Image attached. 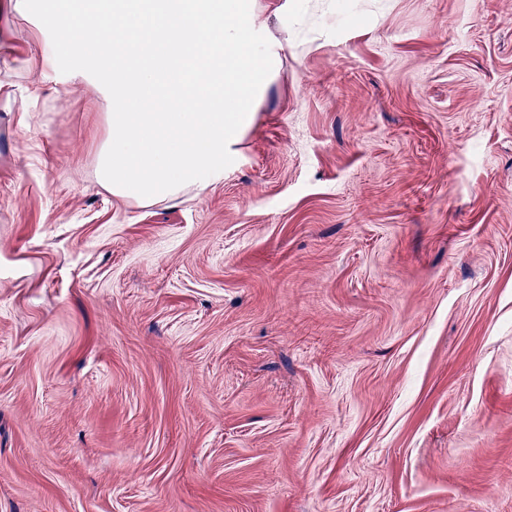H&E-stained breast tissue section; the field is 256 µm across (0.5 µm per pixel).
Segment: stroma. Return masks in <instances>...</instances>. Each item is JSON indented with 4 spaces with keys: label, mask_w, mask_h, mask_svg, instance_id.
I'll return each instance as SVG.
<instances>
[{
    "label": "stroma",
    "mask_w": 512,
    "mask_h": 512,
    "mask_svg": "<svg viewBox=\"0 0 512 512\" xmlns=\"http://www.w3.org/2000/svg\"><path fill=\"white\" fill-rule=\"evenodd\" d=\"M202 194L0 22V512H512V0H345Z\"/></svg>",
    "instance_id": "stroma-1"
}]
</instances>
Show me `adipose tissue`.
I'll list each match as a JSON object with an SVG mask.
<instances>
[{"label": "adipose tissue", "mask_w": 512, "mask_h": 512, "mask_svg": "<svg viewBox=\"0 0 512 512\" xmlns=\"http://www.w3.org/2000/svg\"><path fill=\"white\" fill-rule=\"evenodd\" d=\"M12 0L36 11L56 39L46 63H66L104 97L112 137L98 182L144 205L201 193L242 161L239 145L290 44L288 22L301 0ZM101 24L94 38L69 15Z\"/></svg>", "instance_id": "ef3b65f1"}]
</instances>
